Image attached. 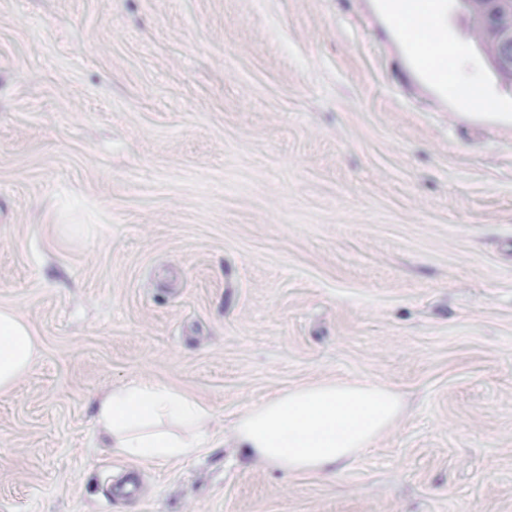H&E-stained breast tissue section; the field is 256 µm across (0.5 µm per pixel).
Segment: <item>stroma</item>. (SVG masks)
<instances>
[{"instance_id": "obj_1", "label": "stroma", "mask_w": 512, "mask_h": 512, "mask_svg": "<svg viewBox=\"0 0 512 512\" xmlns=\"http://www.w3.org/2000/svg\"><path fill=\"white\" fill-rule=\"evenodd\" d=\"M507 110L407 82L371 0H0V308L37 353L0 392V512H512ZM133 378L212 447L112 453ZM322 380L401 411L338 475L246 460L233 423Z\"/></svg>"}]
</instances>
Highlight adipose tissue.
I'll return each mask as SVG.
<instances>
[{
    "label": "adipose tissue",
    "instance_id": "obj_1",
    "mask_svg": "<svg viewBox=\"0 0 512 512\" xmlns=\"http://www.w3.org/2000/svg\"><path fill=\"white\" fill-rule=\"evenodd\" d=\"M445 64L451 91L463 106L488 112L497 102L476 77L461 72L460 54ZM35 341L12 310L0 309V391L31 365ZM401 408L390 389L323 381L275 395L242 414L234 425L238 447L251 458L289 473L333 475L369 448ZM210 416L200 401L160 382L135 379L113 387L95 403V423L106 447L142 463L187 458L210 447Z\"/></svg>",
    "mask_w": 512,
    "mask_h": 512
}]
</instances>
